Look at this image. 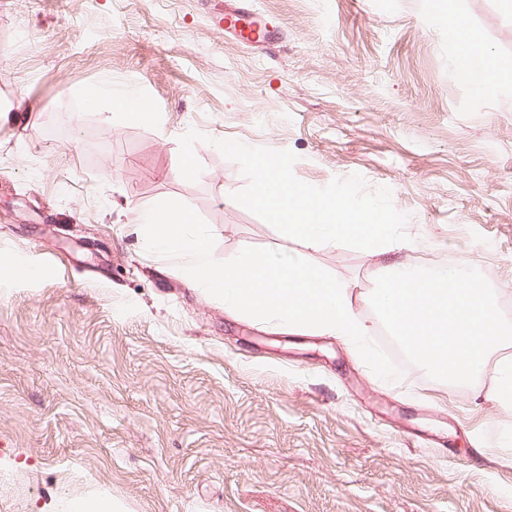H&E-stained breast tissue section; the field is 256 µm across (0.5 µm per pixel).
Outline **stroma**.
Returning <instances> with one entry per match:
<instances>
[{"instance_id":"1","label":"stroma","mask_w":512,"mask_h":512,"mask_svg":"<svg viewBox=\"0 0 512 512\" xmlns=\"http://www.w3.org/2000/svg\"><path fill=\"white\" fill-rule=\"evenodd\" d=\"M254 2L271 43L226 35L224 0H0V269L32 271L0 279V512L99 489L126 512H512V409L238 315L135 235L181 201L216 260L271 248L347 283L374 339L393 263L474 267L512 319V86L460 78L430 0ZM442 2L512 58V0ZM97 86L156 122L88 103ZM217 139L291 151L316 187H389L413 248L280 233L232 200L247 180ZM109 98V105L121 108L123 114L130 120L135 122H154L156 120V112H154L153 103L146 97H126L113 96L107 94L102 88L96 87L88 92V99L95 101L102 97Z\"/></svg>"}]
</instances>
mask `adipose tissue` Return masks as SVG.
I'll use <instances>...</instances> for the list:
<instances>
[{
	"label": "adipose tissue",
	"mask_w": 512,
	"mask_h": 512,
	"mask_svg": "<svg viewBox=\"0 0 512 512\" xmlns=\"http://www.w3.org/2000/svg\"><path fill=\"white\" fill-rule=\"evenodd\" d=\"M434 15L448 28V54L465 81L479 90L512 83V70L504 68L501 57L461 18L440 7L435 8Z\"/></svg>",
	"instance_id": "adipose-tissue-1"
}]
</instances>
